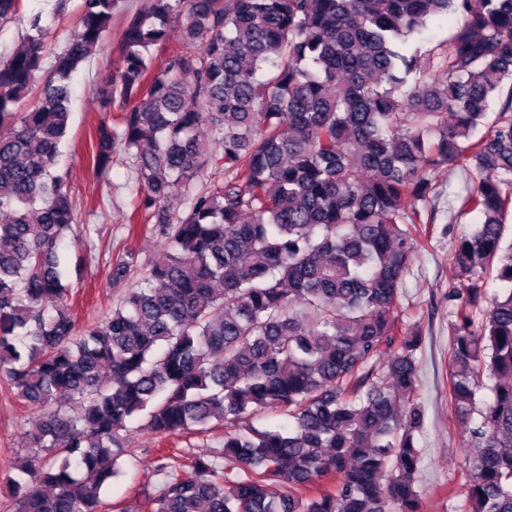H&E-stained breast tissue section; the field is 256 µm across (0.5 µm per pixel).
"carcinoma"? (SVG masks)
Instances as JSON below:
<instances>
[{
	"mask_svg": "<svg viewBox=\"0 0 512 512\" xmlns=\"http://www.w3.org/2000/svg\"><path fill=\"white\" fill-rule=\"evenodd\" d=\"M117 2L81 0L51 68L38 16L0 63V383L40 413L12 466L16 488L32 480L17 512H105L133 423L212 452L147 449L159 482L117 512H420L403 287L445 195L448 223L482 217L448 252V406L469 466L448 495L512 512V0H152L128 17L103 105L120 117L97 126L91 161L132 160L129 223L164 254L80 335L58 166L72 77ZM448 15L446 38L410 45ZM175 20L183 47L162 57ZM210 163L224 179L193 188ZM442 166L459 191L436 183ZM137 267L117 255L112 283Z\"/></svg>",
	"mask_w": 512,
	"mask_h": 512,
	"instance_id": "cac0c4a2",
	"label": "carcinoma"
}]
</instances>
